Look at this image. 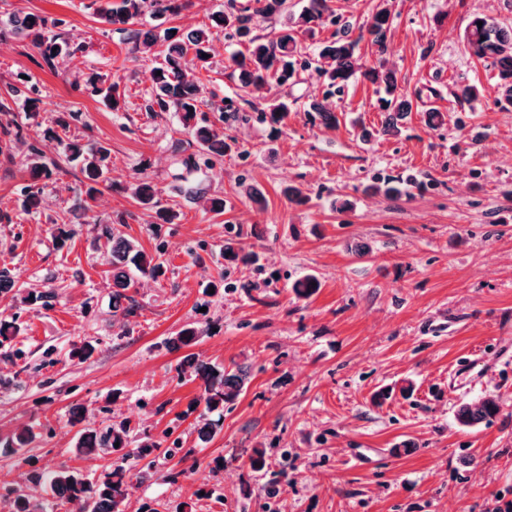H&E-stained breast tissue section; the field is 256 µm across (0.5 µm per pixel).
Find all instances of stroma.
<instances>
[{
    "label": "stroma",
    "instance_id": "35a3bbf8",
    "mask_svg": "<svg viewBox=\"0 0 512 512\" xmlns=\"http://www.w3.org/2000/svg\"><path fill=\"white\" fill-rule=\"evenodd\" d=\"M392 24L384 46L366 31L381 2ZM109 0H0V29L17 13L58 20L63 38L83 52L47 64L28 40L0 42V89L28 76L46 114L73 113L69 134L111 150V185L92 209L124 219L121 232L145 252L163 247L167 271L139 279L126 295L129 315L112 309V275L96 230L74 225L57 245L50 220L72 207L83 187L64 166L45 182L40 215H18L29 174L27 144L57 158L22 100L0 113V141L23 127L27 142L0 154V269L20 291L51 292L49 305L0 300L21 331L0 345V442L18 429L35 436L20 451L0 445V512L15 493L44 512L67 507L30 482L32 473L69 469L99 478L113 460L74 451L70 410L85 409V428L129 421V448L146 440L150 460L129 459L133 488L126 512H496L512 504V106L499 102L497 68L470 56L463 31L483 14L512 25V0H330L363 65L384 60L397 72L413 110L401 136L380 135L384 119L366 80L335 98L337 128L312 124L306 109L326 87L316 72L294 85L254 95L252 104L227 58L242 45L215 35L208 90L239 103L225 117L230 149L202 170L223 214L185 201L175 180L173 144L196 151L169 112H148L153 58L132 51L123 34L101 22ZM226 0H190L176 17L142 15L137 28L156 33L204 28ZM97 71L120 84L119 110L85 88ZM477 82L481 98L459 97ZM291 100L283 126L258 113L267 98ZM433 111L443 125L429 121ZM373 131L360 143L352 127ZM146 167L177 223L159 224L132 195ZM415 179L398 196L368 193L376 176ZM300 188L306 204L289 203ZM351 200L353 209L339 205ZM256 251V265L227 269L224 240ZM368 247L357 256L355 247ZM315 275L319 290L297 297L292 283ZM188 326L196 342L167 341ZM95 348L84 362L73 346ZM248 367V383L224 408L215 436L200 443L195 425L200 379L183 361ZM469 359L473 378L455 370ZM498 400L495 418L462 430L459 403ZM266 466H250L253 449Z\"/></svg>",
    "mask_w": 512,
    "mask_h": 512
}]
</instances>
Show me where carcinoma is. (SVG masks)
I'll list each match as a JSON object with an SVG mask.
<instances>
[{
  "instance_id": "carcinoma-1",
  "label": "carcinoma",
  "mask_w": 512,
  "mask_h": 512,
  "mask_svg": "<svg viewBox=\"0 0 512 512\" xmlns=\"http://www.w3.org/2000/svg\"><path fill=\"white\" fill-rule=\"evenodd\" d=\"M287 0H257L258 7L253 13L244 14L234 10H224L211 16V26L197 29L184 37H179L168 28L163 38L149 32L132 28L144 11L155 15L177 16L186 5V0H121L116 7L102 9L101 19L109 25H124L126 40L132 49L149 52L163 41L162 49L154 54L161 59L153 67L150 74L151 91L146 111L171 112L182 128L193 134L198 145L197 158L183 162L187 170H198L200 165H209L224 157L229 145L224 141V131L211 123L204 108L209 106V97L204 95V84L197 74L189 72L181 65V59L188 52H193L200 63V68L207 70L212 61L202 54L210 53V44L214 31L232 29L240 37L249 38L246 51L231 57L234 69L238 71L241 86L260 93L272 86H284L295 80L301 71L313 70L323 77L327 90L320 100L309 103L307 112L318 123L326 128L337 125V117L333 108V98L344 92L357 77L361 76L371 84L384 90L385 97L380 99V108L384 112L382 132L396 137L407 123L413 110L412 99L398 87L396 72L381 64L360 70L356 48L358 41L344 32L336 39L320 46L311 55L303 47V37L314 32V28L322 26L326 21L336 22L328 0H309L307 6L298 15L286 10ZM270 19L282 18L274 36L267 40L263 36L252 34L253 17ZM391 13L384 6L377 10L371 18L368 34L372 43L383 47L387 31L390 27ZM59 24L57 20L25 13L15 21L14 34L30 41L38 49L48 64L62 53L75 54L80 47H70L66 40L53 33L52 27ZM464 39L473 56L480 60H493L498 68V80L505 102L512 104V26H504L497 21L482 15L474 16L467 24ZM91 93L101 97L102 103L115 110L118 108L119 84L108 83L100 78L90 80ZM5 94L13 98H24L30 112V118L37 119L42 103L41 91L37 84L23 79L21 86H7ZM290 105L284 99H273L266 103L262 114L269 115L272 123L277 124L288 117ZM61 146L60 160H44L43 155L34 147L29 146L26 167L32 183L20 190L21 208L25 214L38 212L41 206V187L38 182L50 180L62 169L61 163L79 167L87 180L85 197L78 198L74 210L88 215L91 212L89 201L95 199L100 192L99 186L107 183L110 164V150L99 142H82L74 137L59 139ZM411 181L399 177H376L368 190L379 193L400 194ZM184 195L191 201L210 204L211 211L224 212V200L209 197L195 186L184 188ZM133 196L144 206L156 209L157 220L161 224H172L177 213L161 205L155 185L146 170H141V177L135 184ZM92 223L101 227V236L106 239L110 263L112 265V281L116 291L112 292L115 307H120L126 298L123 290L133 283V275L158 277L165 273L163 250L158 248L153 254L140 249L132 240L126 238L120 230L109 222L91 217ZM224 259L234 265L248 266L254 262V255L244 252L232 241L224 245ZM320 288V282L314 275H308L293 285L294 292L307 297ZM193 369L194 376L202 381L203 393L201 400L205 404L204 413L200 415L196 425L198 439L206 443L217 432L218 422L209 419V415L224 411V405L233 402L247 383V371L239 367L228 371L222 366L197 364L187 361ZM499 412V405L493 398H475L459 407L456 413L458 424L464 428H472L489 421ZM129 428L125 423L111 425L102 433L80 432L75 444V451L84 454L95 448L124 447ZM159 447L155 442H146L134 452V456L142 459L153 449ZM128 453L118 457L110 466L103 478L97 482L71 472L59 470L47 475L40 474L38 479L46 481L53 494L76 507V512H124L132 488L128 476L130 469L126 462Z\"/></svg>"
}]
</instances>
